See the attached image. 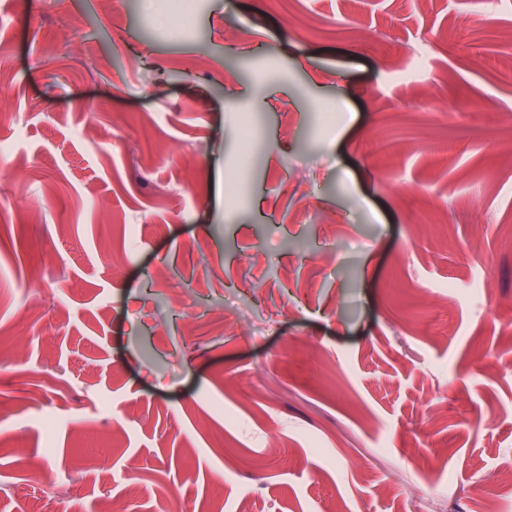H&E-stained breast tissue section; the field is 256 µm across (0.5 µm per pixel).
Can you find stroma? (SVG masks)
I'll list each match as a JSON object with an SVG mask.
<instances>
[{"mask_svg":"<svg viewBox=\"0 0 512 512\" xmlns=\"http://www.w3.org/2000/svg\"><path fill=\"white\" fill-rule=\"evenodd\" d=\"M511 47L512 0H0V512H512Z\"/></svg>","mask_w":512,"mask_h":512,"instance_id":"obj_1","label":"stroma"}]
</instances>
